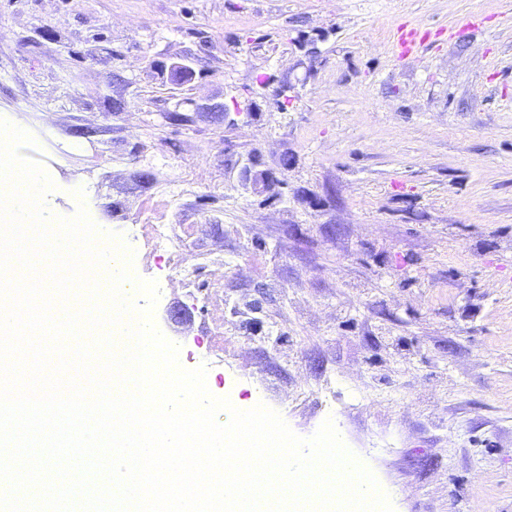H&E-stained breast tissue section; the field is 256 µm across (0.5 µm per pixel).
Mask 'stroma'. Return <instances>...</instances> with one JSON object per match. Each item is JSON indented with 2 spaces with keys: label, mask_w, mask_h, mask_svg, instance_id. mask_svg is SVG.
<instances>
[{
  "label": "stroma",
  "mask_w": 512,
  "mask_h": 512,
  "mask_svg": "<svg viewBox=\"0 0 512 512\" xmlns=\"http://www.w3.org/2000/svg\"><path fill=\"white\" fill-rule=\"evenodd\" d=\"M0 118L50 215L86 208L160 283L213 395L241 379L302 438L335 396L394 512H512V0H0ZM147 224L223 276L184 288ZM428 33L421 32L417 29H407L406 26H401L397 29L396 48L401 55H409L418 46H420L427 38ZM240 182L246 189H251L253 191H258L260 189L261 192L271 193L272 196H278V189L283 185V180L278 179L271 174L266 176H262L260 174L259 176L253 173L250 169H246L241 173Z\"/></svg>",
  "instance_id": "1"
}]
</instances>
